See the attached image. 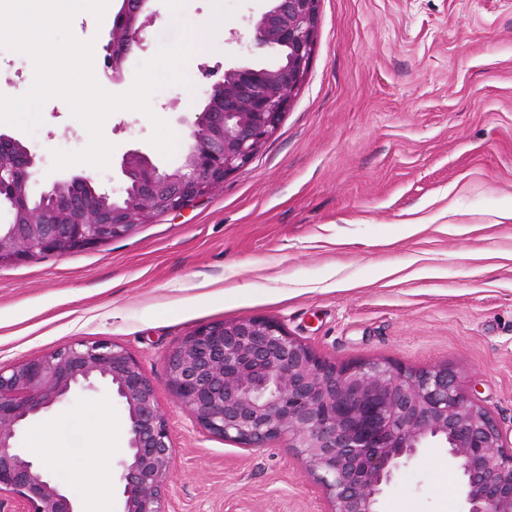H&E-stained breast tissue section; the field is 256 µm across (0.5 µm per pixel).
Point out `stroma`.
I'll use <instances>...</instances> for the list:
<instances>
[{"label":"stroma","instance_id":"stroma-1","mask_svg":"<svg viewBox=\"0 0 512 512\" xmlns=\"http://www.w3.org/2000/svg\"><path fill=\"white\" fill-rule=\"evenodd\" d=\"M122 0L103 20L78 14L75 36L94 40V73L123 93L160 45L212 35L192 53L188 86L165 85L153 112L179 137L164 158L146 116L121 110L104 123L110 165L70 167L121 192L133 149L179 166L204 90L237 65L274 66L245 50L246 20L266 0H156L161 17L145 49L108 78L105 45ZM33 80L28 57L0 49V94ZM35 134L0 123L42 160L87 146L60 99ZM222 295L197 303L199 285ZM280 321L336 365L391 361L452 368L512 441V0H321L309 73L276 132L252 162L183 210L93 247L0 266V367L76 339L124 346L156 384L175 448L166 512H327L317 479L284 441L246 449L200 428L167 383L165 358L195 328L241 317ZM113 451L88 464L93 440ZM62 452L57 480L78 499L105 494L127 446L126 413L106 391L80 392L36 417L34 434ZM459 476L446 449H426L395 475L383 512H460Z\"/></svg>","mask_w":512,"mask_h":512}]
</instances>
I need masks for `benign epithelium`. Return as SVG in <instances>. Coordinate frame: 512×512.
<instances>
[{
	"instance_id": "benign-epithelium-1",
	"label": "benign epithelium",
	"mask_w": 512,
	"mask_h": 512,
	"mask_svg": "<svg viewBox=\"0 0 512 512\" xmlns=\"http://www.w3.org/2000/svg\"><path fill=\"white\" fill-rule=\"evenodd\" d=\"M149 2L122 0L119 27L106 45L114 81L156 18ZM268 2L249 20L247 49H275L279 64L258 80L247 67L224 70L205 90L179 168L163 171L140 150L125 154L118 204L80 175L58 178L34 197L41 160L1 132L0 197L21 198L26 207L24 220L0 223V265L125 237L245 168L304 82L318 36L320 0ZM166 366L178 401L210 434L243 448L284 440L317 478L329 512H380L395 472L433 443L447 448L460 474L463 512H512V448L451 368L413 371L388 361L336 366L262 316L195 328ZM101 386L128 413L120 512H165L175 448L157 387L122 345L84 339L0 368V505L6 496L12 512H83L46 465L18 446V437L43 412Z\"/></svg>"
}]
</instances>
